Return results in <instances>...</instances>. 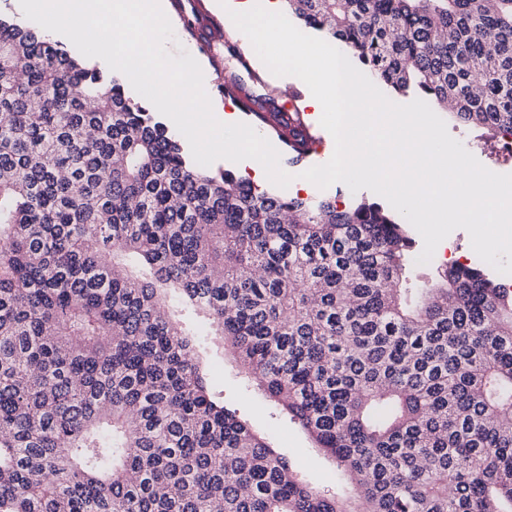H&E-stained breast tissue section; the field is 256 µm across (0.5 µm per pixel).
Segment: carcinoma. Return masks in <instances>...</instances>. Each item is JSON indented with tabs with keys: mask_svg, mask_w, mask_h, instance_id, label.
I'll return each mask as SVG.
<instances>
[{
	"mask_svg": "<svg viewBox=\"0 0 512 512\" xmlns=\"http://www.w3.org/2000/svg\"><path fill=\"white\" fill-rule=\"evenodd\" d=\"M283 4L379 82L512 136V0ZM224 96L311 152L300 109L231 70ZM415 246L377 203L207 171L117 78L0 17V512H512V290L418 275ZM207 347L347 492L224 406Z\"/></svg>",
	"mask_w": 512,
	"mask_h": 512,
	"instance_id": "cac0c4a2",
	"label": "carcinoma"
}]
</instances>
